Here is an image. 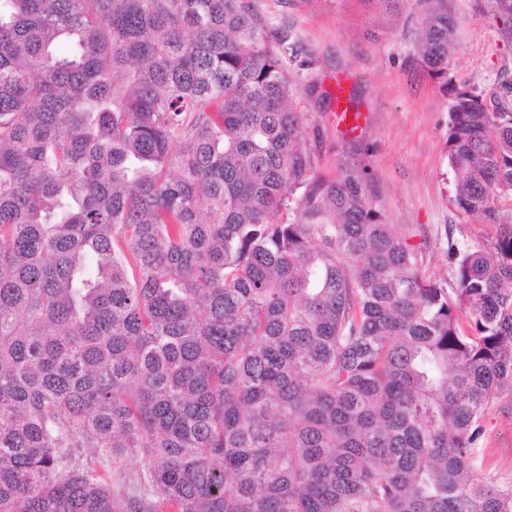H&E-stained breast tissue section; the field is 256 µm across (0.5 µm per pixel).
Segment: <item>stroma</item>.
Listing matches in <instances>:
<instances>
[{
	"mask_svg": "<svg viewBox=\"0 0 512 512\" xmlns=\"http://www.w3.org/2000/svg\"><path fill=\"white\" fill-rule=\"evenodd\" d=\"M270 28H287L299 48L300 68L287 59L294 78L293 105L302 112L317 167L335 172L347 164L366 168L375 202L387 223L419 247L425 274L450 275L448 246H465L495 236L494 225L459 211L453 203V173L446 140L451 89L442 88L413 58L421 27L419 0H254ZM457 21V64L451 88L481 94L488 108L512 103V89L499 76H512V19L494 0H448ZM354 98L367 116L362 128L343 134L326 93ZM478 452L483 470L496 483L512 481V398L489 405Z\"/></svg>",
	"mask_w": 512,
	"mask_h": 512,
	"instance_id": "stroma-1",
	"label": "stroma"
}]
</instances>
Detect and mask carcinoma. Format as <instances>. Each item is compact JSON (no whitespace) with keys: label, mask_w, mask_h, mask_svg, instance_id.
<instances>
[{"label":"carcinoma","mask_w":512,"mask_h":512,"mask_svg":"<svg viewBox=\"0 0 512 512\" xmlns=\"http://www.w3.org/2000/svg\"><path fill=\"white\" fill-rule=\"evenodd\" d=\"M294 52L251 0H0V512H512L477 451L512 397V108L454 91V204L497 235L450 284L365 169L317 170ZM140 466L139 459L128 460L116 466L112 473L113 489L128 492L132 483L131 478Z\"/></svg>","instance_id":"cac0c4a2"}]
</instances>
